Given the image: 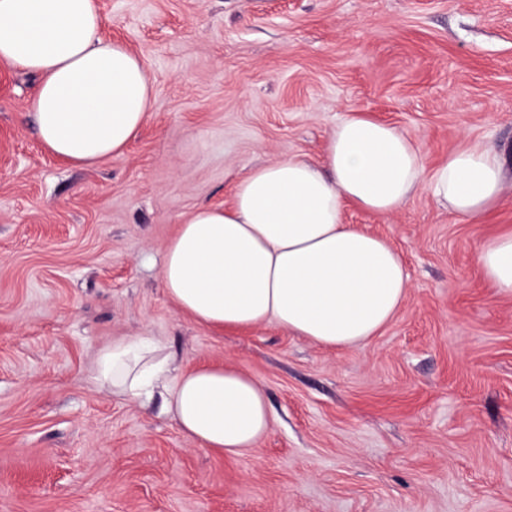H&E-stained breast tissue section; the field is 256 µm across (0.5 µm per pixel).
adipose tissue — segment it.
I'll return each instance as SVG.
<instances>
[{"label": "adipose tissue", "mask_w": 512, "mask_h": 512, "mask_svg": "<svg viewBox=\"0 0 512 512\" xmlns=\"http://www.w3.org/2000/svg\"><path fill=\"white\" fill-rule=\"evenodd\" d=\"M97 0H0V61L36 77L34 121L42 147L78 167L124 154L151 112L142 56L102 35ZM479 224L504 192V160L488 141L449 151L427 171L416 141L360 112L340 118L321 163L297 155L255 166L227 206L196 209L168 241L167 296L195 322L219 329L276 323L324 347L379 335L410 288L402 255L345 223V204L389 215L422 189ZM485 279L512 293V232L480 242ZM102 388L164 413L201 448L238 456L256 448L274 417L261 384L224 363L175 365L160 340L134 335L103 348Z\"/></svg>", "instance_id": "ef3b65f1"}]
</instances>
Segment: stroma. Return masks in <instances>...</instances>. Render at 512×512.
Wrapping results in <instances>:
<instances>
[{"label": "stroma", "mask_w": 512, "mask_h": 512, "mask_svg": "<svg viewBox=\"0 0 512 512\" xmlns=\"http://www.w3.org/2000/svg\"><path fill=\"white\" fill-rule=\"evenodd\" d=\"M143 55L154 106L124 155L76 168L32 125L33 77L0 66V512H512V294L475 250L512 229L428 190L346 223L401 251L409 296L358 347L180 313L160 267L181 219L253 166L320 161L338 118L408 133L428 168L467 138L512 171V0H98ZM161 340L231 363L276 416L238 457L99 389V350Z\"/></svg>", "instance_id": "obj_1"}]
</instances>
